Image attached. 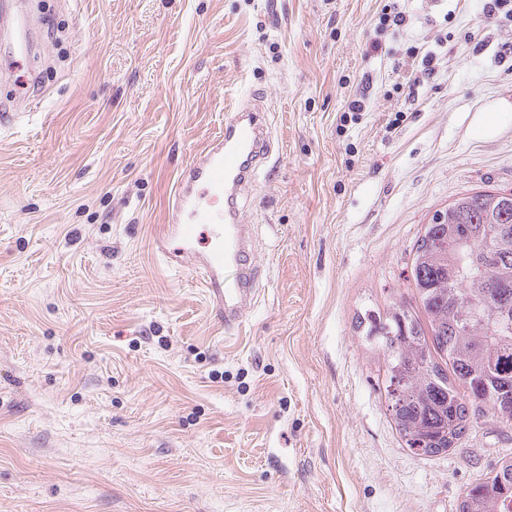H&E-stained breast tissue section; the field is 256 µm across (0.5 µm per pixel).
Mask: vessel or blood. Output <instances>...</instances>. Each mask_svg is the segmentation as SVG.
<instances>
[{
	"mask_svg": "<svg viewBox=\"0 0 512 512\" xmlns=\"http://www.w3.org/2000/svg\"><path fill=\"white\" fill-rule=\"evenodd\" d=\"M272 152V143L253 108L236 106L220 137L204 147L179 175L158 225L154 253L166 267L191 266L205 290L209 308L225 334L239 332L256 298L260 265L239 195L253 182ZM211 225L205 249L200 229Z\"/></svg>",
	"mask_w": 512,
	"mask_h": 512,
	"instance_id": "vessel-or-blood-1",
	"label": "vessel or blood"
}]
</instances>
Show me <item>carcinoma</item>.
<instances>
[{
    "mask_svg": "<svg viewBox=\"0 0 512 512\" xmlns=\"http://www.w3.org/2000/svg\"><path fill=\"white\" fill-rule=\"evenodd\" d=\"M425 225L411 262L417 307L359 317L387 357L385 390L409 449L446 454L475 412L512 426V192L466 193ZM458 512H512V453Z\"/></svg>",
    "mask_w": 512,
    "mask_h": 512,
    "instance_id": "carcinoma-1",
    "label": "carcinoma"
}]
</instances>
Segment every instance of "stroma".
Here are the masks:
<instances>
[{
	"instance_id": "1",
	"label": "stroma",
	"mask_w": 512,
	"mask_h": 512,
	"mask_svg": "<svg viewBox=\"0 0 512 512\" xmlns=\"http://www.w3.org/2000/svg\"><path fill=\"white\" fill-rule=\"evenodd\" d=\"M22 2L0 45L21 115L0 129V512H457L512 426L411 452L358 317L414 303L435 210L512 191V20L402 0L411 26L371 55L384 0ZM235 99L275 153L242 200L265 269L228 338L151 243Z\"/></svg>"
}]
</instances>
